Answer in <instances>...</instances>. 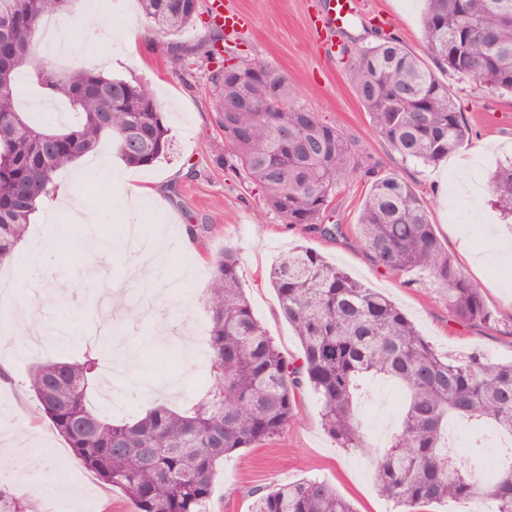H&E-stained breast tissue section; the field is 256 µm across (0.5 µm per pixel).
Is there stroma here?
<instances>
[{"instance_id":"obj_1","label":"stroma","mask_w":512,"mask_h":512,"mask_svg":"<svg viewBox=\"0 0 512 512\" xmlns=\"http://www.w3.org/2000/svg\"><path fill=\"white\" fill-rule=\"evenodd\" d=\"M109 0H70L61 31L77 54L75 63L62 62L58 68L97 67L107 74L150 86L159 100L169 128L170 148L149 167H130L109 144H102L98 160L82 157L59 176L60 189H77L95 210L98 221L94 236L111 240L113 249L88 259L76 248L70 235L49 238L50 226L70 225L73 214L53 208L51 201L39 203L32 216L23 248L14 252L8 264L10 276L0 278V322H11L19 297L29 292L27 270L43 243L55 249L61 274L90 301L87 309L63 318L58 304H50L35 320L15 335L11 353L0 352V364L8 377L0 381V400L12 412L0 421V448L24 440L37 447L45 459L38 480L21 475L14 489L24 495L30 512H49L42 493L54 483L59 496L73 498L71 512H134L132 503L119 491L104 484L93 472L75 461L50 420L34 411L35 401L28 387L33 363L23 346L33 329L46 326L55 332L54 346L64 350L78 343L81 335L103 331L108 315L95 298L105 281L124 280L133 262L125 242L128 225L143 232L165 231L160 258L165 276L179 282L174 294L155 287L147 301L166 306L188 305L192 320L208 323L209 313L202 295L211 276V260L224 245L239 252V275L252 311L280 350L297 356L299 342L279 311L273 288L266 280L271 265L288 249H312L365 285L388 293L416 324L423 336L451 355L479 350L495 360L512 359V262H503L497 242L487 237L489 224L506 220L493 203L488 189L489 175L505 161V148L512 147V96L491 93L479 81L439 72L447 83L470 128L468 141L447 160L422 166L392 151L374 128L360 103L349 77L350 62L330 54L326 37L316 22L323 0H224L225 9L248 20L247 28L215 43L216 31L209 18V0H199L195 21L180 33L181 45L191 68L175 62L168 49V37L154 33L144 16H136V50L125 39L106 44L86 39L79 19L95 9L108 14ZM361 18L347 36L357 47L378 42L380 36L398 39L421 60L429 55L423 36L425 0H357ZM218 45L221 53L204 67H195L200 52ZM264 62L287 78L296 99L325 121L336 124L356 146L363 162L375 165L379 173H394L409 183L427 203L430 220L446 248L453 238H469L474 257L482 264L476 282L493 314L491 322L466 326L457 323L448 303L427 275L414 271L397 277L375 266L358 244L357 221L370 179L357 175L336 191L329 212L341 224L343 234L329 240L306 233L298 224H285L264 204L260 193L241 175L225 165L228 151L224 133L217 123V96L210 71L221 68L224 55ZM127 176L129 185L147 188L139 208L124 209L116 177ZM191 224L202 232L188 235ZM122 356L130 360L132 377L125 387L112 389V416L133 421L145 414L141 397H130L129 389L153 387L152 398L182 410L212 384L205 368V355L194 351L184 359L181 348L169 345L165 327L158 319H138L133 330H123ZM381 383L366 382L361 410L367 446L347 450L336 447L320 424V401L312 389L301 392L296 418L274 439L226 457L217 469L210 512H249L252 490L317 477L328 481L350 500L357 512H394L390 502L377 492L374 459L381 447L377 433H391L400 417L402 394L393 390L388 409L371 417L370 406Z\"/></svg>"}]
</instances>
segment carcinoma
I'll use <instances>...</instances> for the list:
<instances>
[{"label": "carcinoma", "instance_id": "cac0c4a2", "mask_svg": "<svg viewBox=\"0 0 512 512\" xmlns=\"http://www.w3.org/2000/svg\"><path fill=\"white\" fill-rule=\"evenodd\" d=\"M138 2L150 26L165 35L188 27L198 10V0ZM425 2L424 37L436 66L512 93V0ZM63 9L61 0H0V12L15 19L10 39L0 42V265L23 239L38 202L57 194L61 170L106 140L131 167L152 165L168 146L169 130L148 87L94 69L61 78L36 58V34ZM466 25L475 33L464 64L450 59L449 46ZM251 64L239 60L212 72L210 81L221 87ZM274 74L283 111L218 112L231 168L285 223L334 238L342 225L327 223L332 197L362 161L336 125L297 103L287 78ZM23 77L45 97L64 101L72 120L54 126L29 120L18 105L16 82ZM350 80L378 134L406 160L435 165L469 138L448 85L393 37L357 49ZM49 135L53 156L44 150ZM130 141L138 148L129 149ZM366 173L374 179L358 218L360 246L389 273L427 272L456 321L490 322L482 288L436 235L424 200L393 174ZM489 188L501 215L512 217V161L495 168ZM239 266L230 245L213 258L204 302L214 383L188 412L157 405L132 423H114L90 405V384L112 357L110 332L80 361L47 355L38 362L30 373L36 409L77 461L126 496L134 512H208L217 464L277 436L296 416L305 385L319 396L321 426L336 446L367 447L359 382L379 377L397 384L406 400L397 432L374 465L378 492L404 512L445 502L465 508L476 500L492 512H512V450L486 481L446 444L452 422L490 424L512 438V361L477 350L458 357L440 351L386 295L303 247L286 252L268 275L300 342L299 356L290 360L254 317ZM252 498L250 512H356L319 479L258 489ZM0 512H27L23 498L1 482Z\"/></svg>", "mask_w": 512, "mask_h": 512}]
</instances>
